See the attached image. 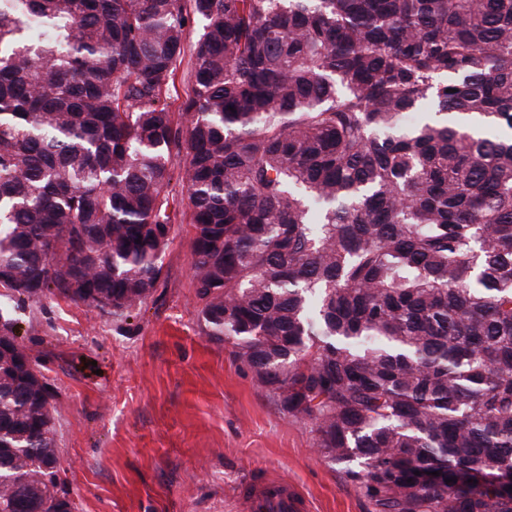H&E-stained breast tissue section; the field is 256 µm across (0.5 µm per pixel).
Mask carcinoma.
I'll return each mask as SVG.
<instances>
[{
    "mask_svg": "<svg viewBox=\"0 0 512 512\" xmlns=\"http://www.w3.org/2000/svg\"><path fill=\"white\" fill-rule=\"evenodd\" d=\"M174 180L202 333L371 512H512V0H0V512L76 509L13 311H141ZM202 24H203L202 22L197 21L195 23H192L190 25V27L186 30V35H185L186 56L181 64L180 68L178 69V76H177V80H176V89H174L173 87H170V89L168 91V96H169L168 101L170 102L171 110L174 113L173 120H174L175 125L180 124L179 106L181 104L182 97H183V85L181 83V76H182L183 71H185L186 68L188 67L191 49L193 48L195 42L197 41V39L202 31Z\"/></svg>",
    "mask_w": 512,
    "mask_h": 512,
    "instance_id": "cac0c4a2",
    "label": "carcinoma"
}]
</instances>
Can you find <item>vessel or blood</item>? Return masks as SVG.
Instances as JSON below:
<instances>
[{
    "mask_svg": "<svg viewBox=\"0 0 512 512\" xmlns=\"http://www.w3.org/2000/svg\"><path fill=\"white\" fill-rule=\"evenodd\" d=\"M239 512H309L310 503L292 483L277 473L244 479L238 488Z\"/></svg>",
    "mask_w": 512,
    "mask_h": 512,
    "instance_id": "1",
    "label": "vessel or blood"
}]
</instances>
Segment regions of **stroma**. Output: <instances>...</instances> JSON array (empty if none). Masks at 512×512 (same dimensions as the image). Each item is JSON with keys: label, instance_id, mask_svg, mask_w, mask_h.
<instances>
[{"label": "stroma", "instance_id": "stroma-1", "mask_svg": "<svg viewBox=\"0 0 512 512\" xmlns=\"http://www.w3.org/2000/svg\"><path fill=\"white\" fill-rule=\"evenodd\" d=\"M139 314L99 317L60 298L16 309L17 339L57 392L56 440L76 512H236L245 475L281 473L311 512H370L230 345L201 332L188 195Z\"/></svg>", "mask_w": 512, "mask_h": 512}]
</instances>
